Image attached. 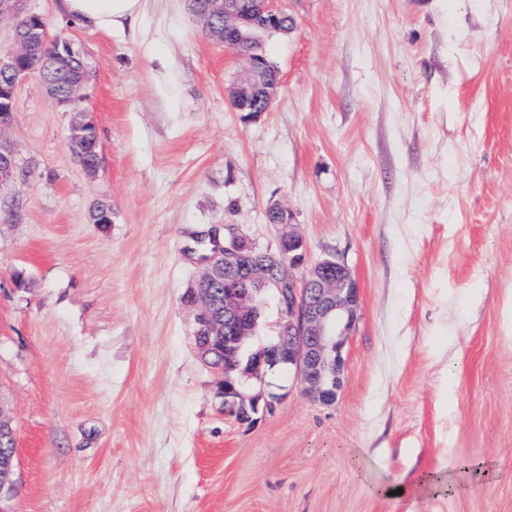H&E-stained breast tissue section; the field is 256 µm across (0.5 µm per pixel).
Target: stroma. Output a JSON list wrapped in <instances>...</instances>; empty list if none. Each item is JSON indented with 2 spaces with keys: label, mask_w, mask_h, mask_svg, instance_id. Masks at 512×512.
<instances>
[{
  "label": "stroma",
  "mask_w": 512,
  "mask_h": 512,
  "mask_svg": "<svg viewBox=\"0 0 512 512\" xmlns=\"http://www.w3.org/2000/svg\"><path fill=\"white\" fill-rule=\"evenodd\" d=\"M27 6L96 72L102 164L84 172L73 113L23 81L0 135L31 169L0 194V512H406L374 485L422 473L455 489L420 512H512V0H288L254 115L228 97L245 59L185 0L109 31ZM273 206L308 260L351 271L359 318L334 404L275 375L284 398L241 424L194 350V236L275 248ZM9 435L16 440V432L14 427L13 417L5 410V404L0 399V436ZM0 448H14V452L10 454L1 455L0 453V497L3 493H8L14 484V477L16 471V448L11 438L5 439L3 436L0 438Z\"/></svg>",
  "instance_id": "1"
}]
</instances>
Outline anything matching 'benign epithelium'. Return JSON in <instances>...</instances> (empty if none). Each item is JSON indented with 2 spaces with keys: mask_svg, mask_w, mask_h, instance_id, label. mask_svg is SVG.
<instances>
[{
  "mask_svg": "<svg viewBox=\"0 0 512 512\" xmlns=\"http://www.w3.org/2000/svg\"><path fill=\"white\" fill-rule=\"evenodd\" d=\"M190 11L211 28L215 14L224 16V28L212 38L248 61L246 77L229 89L238 112H266L270 109L278 80L271 78L269 64L250 51L263 33L276 28L286 11L280 0H188ZM36 24L21 29V16ZM12 26L13 44L0 54V111H16L17 90L33 73L20 66L35 42L46 36L43 15L27 8V0H0V22ZM85 54L74 41L59 39L57 52L46 60L41 79L51 102L68 112L78 113L71 128L85 132L70 138L79 162L87 148L99 149L95 123L85 118L78 103L90 87L75 74L73 66ZM23 165L11 146L0 140V192L20 182ZM273 223L287 228L275 249L258 251L250 238L235 224L224 231L209 232L216 243L214 252L202 263L207 270L224 277V313L215 311L209 289L202 288L192 304L196 331L224 334V368L216 370L219 381L228 379L227 369L235 362L239 345L248 337L268 328L278 336L270 353L259 359L251 378L256 384L246 392L224 396V410L238 422H252L260 410L274 409L279 395H267L266 366L288 367L305 393L322 405L332 404L341 390L345 375L343 351L358 320L359 288L348 268L333 257L306 262L303 238L289 229L284 213L274 208ZM303 268L300 275L292 270ZM16 453L0 454V495L12 489Z\"/></svg>",
  "mask_w": 512,
  "mask_h": 512,
  "instance_id": "7a95c632",
  "label": "benign epithelium"
}]
</instances>
